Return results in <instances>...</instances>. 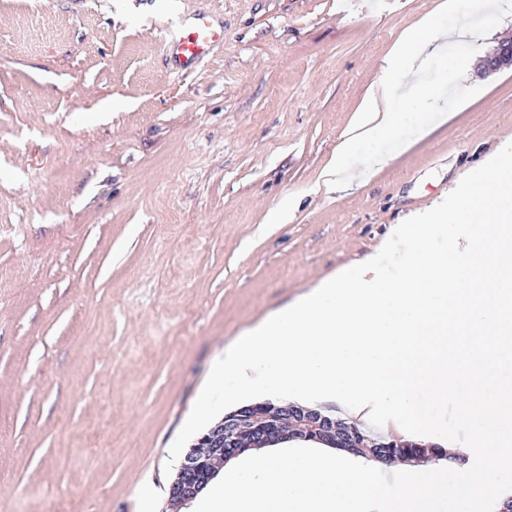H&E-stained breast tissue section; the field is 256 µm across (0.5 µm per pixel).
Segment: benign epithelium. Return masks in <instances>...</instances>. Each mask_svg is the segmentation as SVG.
I'll return each instance as SVG.
<instances>
[{
    "label": "benign epithelium",
    "mask_w": 512,
    "mask_h": 512,
    "mask_svg": "<svg viewBox=\"0 0 512 512\" xmlns=\"http://www.w3.org/2000/svg\"><path fill=\"white\" fill-rule=\"evenodd\" d=\"M504 68H512V42L501 43L487 55L478 70L486 76ZM312 425L322 434L336 432V418L315 409L283 404L271 413H262L249 405L224 416L209 429L180 461L178 471L169 485L168 501L178 507L189 505L214 478L215 459L227 460L244 450L243 436L251 438L248 446L259 447L285 439L284 422Z\"/></svg>",
    "instance_id": "1"
}]
</instances>
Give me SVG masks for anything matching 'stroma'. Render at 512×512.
I'll list each match as a JSON object with an SVG mask.
<instances>
[{"label":"stroma","mask_w":512,"mask_h":512,"mask_svg":"<svg viewBox=\"0 0 512 512\" xmlns=\"http://www.w3.org/2000/svg\"><path fill=\"white\" fill-rule=\"evenodd\" d=\"M443 2L0 0V512H138L151 492L165 512L216 360L512 142V68L476 71L512 8L486 26ZM200 12L224 42L184 74L164 26ZM435 14L453 32L422 72L440 96L358 145L349 189L325 186Z\"/></svg>","instance_id":"1"}]
</instances>
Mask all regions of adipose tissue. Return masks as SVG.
Listing matches in <instances>:
<instances>
[{
  "label": "adipose tissue",
  "mask_w": 512,
  "mask_h": 512,
  "mask_svg": "<svg viewBox=\"0 0 512 512\" xmlns=\"http://www.w3.org/2000/svg\"><path fill=\"white\" fill-rule=\"evenodd\" d=\"M447 35L433 16L407 34L379 80L382 98L368 97L360 108L356 139L387 136L398 107L427 101L431 88L413 75L425 50ZM445 474L440 460L381 469L346 449L292 440L228 460L202 491L199 512H434L447 497Z\"/></svg>",
  "instance_id": "1"
}]
</instances>
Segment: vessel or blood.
Instances as JSON below:
<instances>
[{
    "label": "vessel or blood",
    "mask_w": 512,
    "mask_h": 512,
    "mask_svg": "<svg viewBox=\"0 0 512 512\" xmlns=\"http://www.w3.org/2000/svg\"><path fill=\"white\" fill-rule=\"evenodd\" d=\"M223 40V26L201 13L180 29L166 33L163 45L180 68L186 69L204 60Z\"/></svg>",
    "instance_id": "obj_1"
}]
</instances>
